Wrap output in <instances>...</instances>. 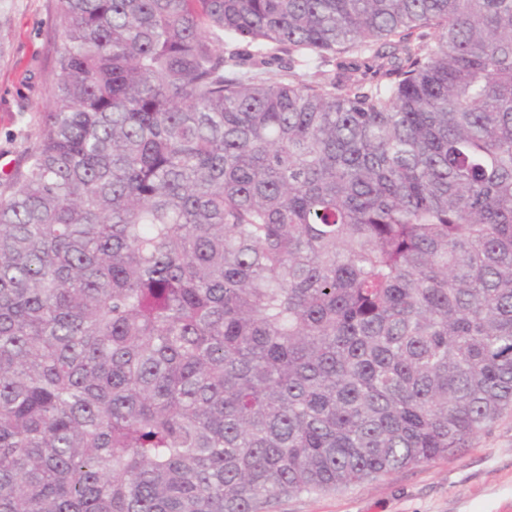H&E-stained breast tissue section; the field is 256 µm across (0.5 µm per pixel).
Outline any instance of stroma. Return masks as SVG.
<instances>
[{"label": "stroma", "instance_id": "stroma-1", "mask_svg": "<svg viewBox=\"0 0 512 512\" xmlns=\"http://www.w3.org/2000/svg\"><path fill=\"white\" fill-rule=\"evenodd\" d=\"M55 0H0V169L24 168L52 104ZM265 512H512V411L462 453Z\"/></svg>", "mask_w": 512, "mask_h": 512}]
</instances>
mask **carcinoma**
I'll return each instance as SVG.
<instances>
[{
    "label": "carcinoma",
    "mask_w": 512,
    "mask_h": 512,
    "mask_svg": "<svg viewBox=\"0 0 512 512\" xmlns=\"http://www.w3.org/2000/svg\"><path fill=\"white\" fill-rule=\"evenodd\" d=\"M56 14L0 197V512H264L512 409V0Z\"/></svg>",
    "instance_id": "obj_1"
}]
</instances>
